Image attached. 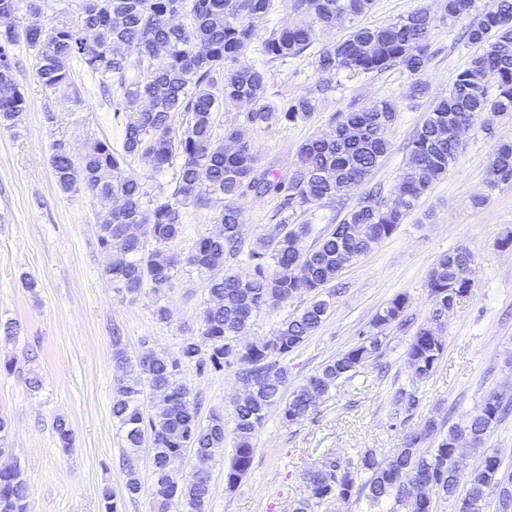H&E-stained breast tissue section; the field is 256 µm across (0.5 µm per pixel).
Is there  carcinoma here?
<instances>
[{"instance_id": "carcinoma-1", "label": "carcinoma", "mask_w": 512, "mask_h": 512, "mask_svg": "<svg viewBox=\"0 0 512 512\" xmlns=\"http://www.w3.org/2000/svg\"><path fill=\"white\" fill-rule=\"evenodd\" d=\"M276 0H80L77 18L43 30L20 25L18 15L36 10L34 0H0V126L13 127L27 104L14 76L12 50L23 44L37 60L35 77L47 91L73 83L74 73L90 75L109 96L113 118L123 126L121 148L105 140L74 160L67 144L56 140L50 162L60 189L84 190L96 199L121 206L106 211L95 233L98 245L115 256L106 269L127 294L144 287L164 294L173 288L176 266L168 245L183 233L181 207L222 204L217 221L219 237L197 239L187 264L209 274L202 326L197 336L182 341L174 356L148 353L138 371L117 380L112 418L123 434L126 462L124 492L142 491L135 460L146 452L151 459L149 487L153 512H205L211 494L210 475L186 474L187 453L214 454L224 447V415L201 416L199 404L182 379L183 368L221 372L239 366L242 390L234 402L233 454L224 470L228 489L248 475L255 452L254 439L268 412L280 409L288 424L316 408L317 401L338 381L380 355L377 330L407 322L408 298L400 293L373 320L376 332L362 334L358 344L326 362L303 383L288 389L285 358L313 336L330 314L331 301L322 290L343 269L390 237L418 208L434 183L463 153L465 144L454 130L475 124L487 109L512 115V0H441L439 14L419 6L384 25H363L373 0H294V10L307 20L291 26L271 25ZM183 17L176 27L163 24L171 15ZM460 26L459 38L473 49L456 75L448 95L432 101L414 129L408 160L390 201L369 195L324 231L313 245L302 241L309 224L288 225V213L306 212L327 201L342 199L365 182L391 150L386 129L397 119L390 99L366 109L340 112L329 136L313 135L302 142L294 169L280 175L258 167L255 147L237 137L227 144L218 139L216 113L236 111L241 126L267 129L282 123H306L317 109V97L307 92L293 99H275L269 77L261 67L241 61L250 48L268 64H284L313 47L318 29L341 24L346 34L313 53L320 76L318 92L335 89L333 81L377 75L399 68L415 77L414 98H422V81L435 54L430 41L436 22ZM495 76L489 91L488 75ZM221 96H216V91ZM183 115L175 128V114ZM149 162L153 173L172 171L169 194L148 191L146 180L131 170L136 159ZM491 167L499 181L512 183V140L493 145ZM279 200L284 232L259 237L242 250L239 236L240 196ZM245 255V274L224 270L225 257ZM473 260L469 250L456 248L430 268L427 287L433 315L448 313V302L467 297L472 283L454 277V267ZM312 295L300 312L284 319L269 339L238 345L240 330L264 308H277L302 294ZM445 348L434 329L420 326L406 351L408 367L419 379L436 370ZM112 360L127 364L124 336L112 331ZM396 402L406 416L418 410L421 399L400 390ZM509 412L496 393L460 423L448 428L436 447H425L438 431L431 418L423 428L406 434L402 447L388 460L367 450L357 463L331 458L307 478V495L293 512H313L329 499L365 497L373 506L390 501L405 512H435L441 499L454 502L456 512H485V489L500 486L512 495V464L498 452L482 450L493 426ZM461 442L482 450L478 463L463 476L452 464ZM410 473L432 481L435 495L414 496L415 486L402 480ZM28 486L16 464L0 469V512H27Z\"/></svg>"}]
</instances>
